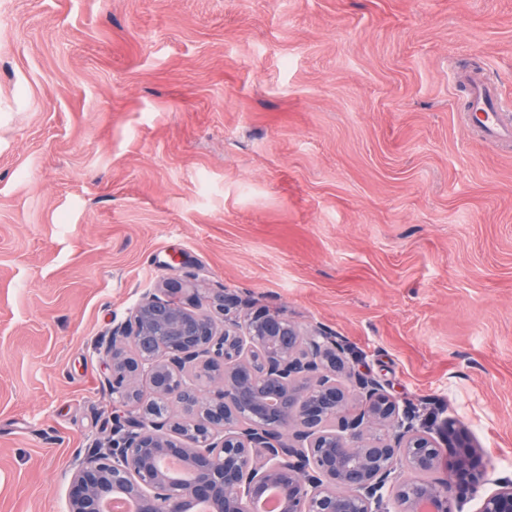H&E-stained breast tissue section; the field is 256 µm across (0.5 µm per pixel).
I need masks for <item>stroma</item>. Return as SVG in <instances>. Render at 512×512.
<instances>
[{"label":"stroma","mask_w":512,"mask_h":512,"mask_svg":"<svg viewBox=\"0 0 512 512\" xmlns=\"http://www.w3.org/2000/svg\"><path fill=\"white\" fill-rule=\"evenodd\" d=\"M512 0H0V512L112 436V326L167 281L343 339L512 479ZM511 98L501 97L498 88L483 74L473 75L466 87L463 110L478 125L481 136L491 143L512 141Z\"/></svg>","instance_id":"obj_1"}]
</instances>
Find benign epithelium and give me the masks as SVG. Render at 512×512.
<instances>
[{
	"label": "benign epithelium",
	"mask_w": 512,
	"mask_h": 512,
	"mask_svg": "<svg viewBox=\"0 0 512 512\" xmlns=\"http://www.w3.org/2000/svg\"><path fill=\"white\" fill-rule=\"evenodd\" d=\"M181 292L166 283L112 326L103 349L112 452L72 474L69 512H102L115 494L134 500L135 512H189L194 501L248 512L270 485L281 491L282 512H461L478 494L479 512H512V480L485 490L488 462L464 426L424 422L376 379L344 371L345 344L332 333L302 331L223 289L204 304ZM206 366L221 371L202 391ZM141 377L159 396L200 399L204 410L187 432L175 435L170 418L133 400ZM166 457L181 459L192 479L162 470Z\"/></svg>",
	"instance_id": "7a95c632"
}]
</instances>
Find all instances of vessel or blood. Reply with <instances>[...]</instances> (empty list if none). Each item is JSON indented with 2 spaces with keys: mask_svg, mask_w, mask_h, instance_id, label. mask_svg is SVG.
Returning a JSON list of instances; mask_svg holds the SVG:
<instances>
[{
  "mask_svg": "<svg viewBox=\"0 0 512 512\" xmlns=\"http://www.w3.org/2000/svg\"><path fill=\"white\" fill-rule=\"evenodd\" d=\"M463 110L477 123L481 136L499 144L512 141V100L501 97L483 75H473L466 87Z\"/></svg>",
  "mask_w": 512,
  "mask_h": 512,
  "instance_id": "vessel-or-blood-1",
  "label": "vessel or blood"
}]
</instances>
